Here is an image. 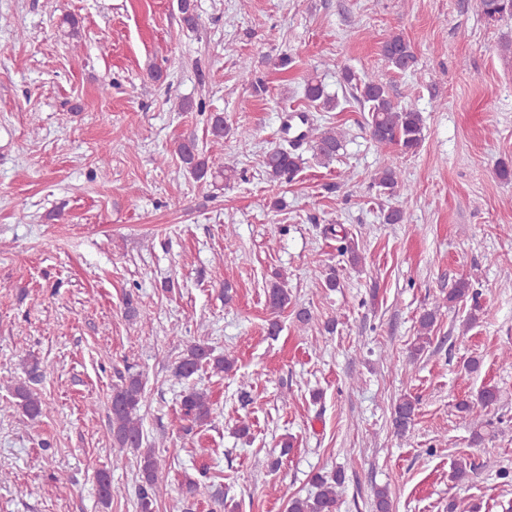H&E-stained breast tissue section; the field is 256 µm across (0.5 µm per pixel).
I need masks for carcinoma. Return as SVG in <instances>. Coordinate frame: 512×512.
<instances>
[{"label": "carcinoma", "instance_id": "cac0c4a2", "mask_svg": "<svg viewBox=\"0 0 512 512\" xmlns=\"http://www.w3.org/2000/svg\"><path fill=\"white\" fill-rule=\"evenodd\" d=\"M485 18L498 20L506 14H512V0H479ZM181 21L188 29L198 25L199 15L195 0H178ZM383 56L397 70L406 71L416 62L411 43L400 33L387 37L381 46ZM343 82L355 89L356 100L367 108V125L371 139L379 147L395 145L404 154L416 152L424 140V119L420 112L400 106L390 96L386 86L374 81L362 82L356 75L345 70ZM304 97L329 111L337 106V101L327 92L322 83L308 81L304 86ZM227 132L224 115L214 113L210 117L209 135L211 143L219 145ZM310 138L314 142L316 157L325 165L336 160L343 147V135L333 129H321L314 124L308 127L301 138ZM176 156L183 168L194 179L202 182L225 176L224 159L214 150H203L193 140L177 143ZM263 168L266 176L273 182H291L302 170L304 159L301 155L280 148L268 150L263 156ZM376 184L389 194L402 193L411 195L409 187L403 183L401 172L396 163H386L376 174ZM479 292L473 288L470 280L459 279L448 290L441 301L432 309L423 311L418 318L416 342L413 354L419 355L431 344L437 316L442 308H451L459 303L471 302L468 323L479 319ZM290 294L286 282L273 283L267 289L266 302L272 312L278 313L288 308ZM209 369L215 374L233 371L234 360L214 354V350L205 343L195 342L186 346L183 356L174 367L173 374L180 379H188L201 369ZM16 406L21 413L30 418H37L48 411L46 402L25 383L8 386ZM145 398L144 385L140 375L129 373L112 388L111 423L112 448L124 451L131 448L138 452L139 508L141 512H153L157 501L164 494V487L159 483V460L154 451L143 447L144 434L139 411ZM498 402V391L493 386L484 387L473 400L463 399L456 404V410L462 419L486 411ZM180 411L182 419L193 424L207 421L211 415L210 400L206 393L194 388L186 390L181 398ZM416 415V404L407 397L399 399L392 413L394 434L402 437L411 428ZM316 492L306 497H292L286 504V512H336L337 488L343 484V476L337 472L332 475H317L312 479Z\"/></svg>", "mask_w": 512, "mask_h": 512}]
</instances>
